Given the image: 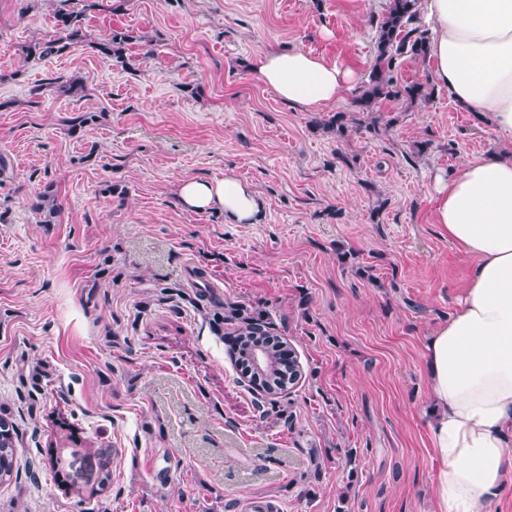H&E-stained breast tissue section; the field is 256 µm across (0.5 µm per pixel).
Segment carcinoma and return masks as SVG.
I'll return each instance as SVG.
<instances>
[{"label": "carcinoma", "mask_w": 512, "mask_h": 512, "mask_svg": "<svg viewBox=\"0 0 512 512\" xmlns=\"http://www.w3.org/2000/svg\"><path fill=\"white\" fill-rule=\"evenodd\" d=\"M97 6L96 0H87L81 10L60 9L55 14V38L35 42L27 49L28 55L51 56L67 52L78 43L86 42L85 13ZM134 39L127 29H114L105 40L91 43L99 53L126 64V46ZM428 30L421 24L419 0H389L385 14L378 22L374 45V61L368 80L359 87L356 104L360 111L373 113L376 105L385 101L407 102L430 99L432 91L426 82L401 83L397 79L404 57L426 58L429 53ZM194 303L207 310L213 331L222 336L224 326L233 330L236 339L249 344L246 349L249 360L261 350L265 358L257 369L259 376L267 383L258 408L264 416H282L290 404L289 396L302 372L298 364L288 372L280 374V354L259 343L260 337L272 332L273 323L263 307H252L236 302H225L216 297L207 284L195 288ZM18 432L15 423L7 417H0V483L5 484L17 475L16 442ZM110 473L99 478L97 485L88 491L74 490L75 505L80 507L87 499L100 495L111 485Z\"/></svg>", "instance_id": "obj_1"}]
</instances>
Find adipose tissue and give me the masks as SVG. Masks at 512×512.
<instances>
[{"label": "adipose tissue", "instance_id": "ef3b65f1", "mask_svg": "<svg viewBox=\"0 0 512 512\" xmlns=\"http://www.w3.org/2000/svg\"><path fill=\"white\" fill-rule=\"evenodd\" d=\"M423 8L432 80L512 143V0H424ZM256 70L278 98L306 109L343 100L358 79L304 50L265 51ZM178 196L184 208L232 224L262 218L257 192L232 175L182 181ZM430 202L441 233L474 262L457 312L422 352L439 462L435 512H482L512 487V152L437 176Z\"/></svg>", "mask_w": 512, "mask_h": 512}]
</instances>
